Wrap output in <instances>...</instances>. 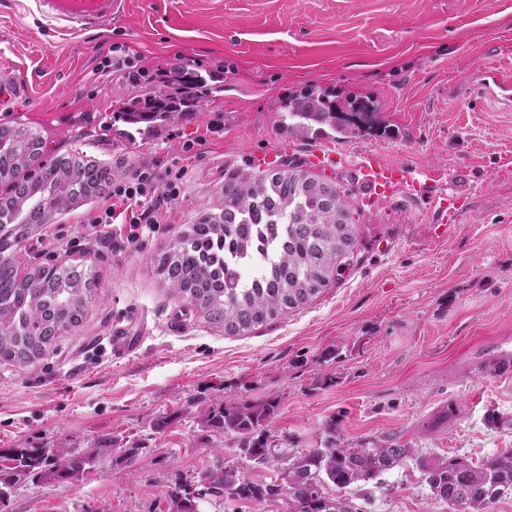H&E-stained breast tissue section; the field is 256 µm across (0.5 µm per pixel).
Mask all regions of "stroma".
<instances>
[{
	"label": "stroma",
	"mask_w": 512,
	"mask_h": 512,
	"mask_svg": "<svg viewBox=\"0 0 512 512\" xmlns=\"http://www.w3.org/2000/svg\"><path fill=\"white\" fill-rule=\"evenodd\" d=\"M115 43L153 69L193 61L207 79L202 102L128 136L118 112L153 90L98 73ZM1 63L29 96L0 108V123L40 127L45 158L77 152L121 171L176 157L185 179L169 223L137 248L91 235L94 197L21 241L20 272L75 265L100 287L42 359L0 360V452L43 441L87 450L112 437L142 451L77 484L20 483L0 512H160L171 488L217 465L275 480L241 456L237 437L204 428L220 402L277 399L268 436L293 451L317 447L330 422L343 448L401 444L476 465L512 448V378L491 366L512 353V110L461 93L488 64L512 79V0H128L110 27L79 32L34 0H0ZM310 85L376 100L370 129L339 139L289 130L277 107ZM202 133L206 144L184 151ZM284 140L294 145L284 169L328 145L447 169L463 214L442 234L426 204L400 195L374 209L349 175L334 176L354 218L348 266L309 303L230 336L171 295L152 257L221 204L227 173L263 176L253 154ZM119 326L143 338L124 360L109 346ZM161 415L170 424L157 432ZM351 493L361 512H448L412 461Z\"/></svg>",
	"instance_id": "35a3bbf8"
}]
</instances>
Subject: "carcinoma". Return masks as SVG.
Listing matches in <instances>:
<instances>
[{"label": "carcinoma", "instance_id": "obj_1", "mask_svg": "<svg viewBox=\"0 0 512 512\" xmlns=\"http://www.w3.org/2000/svg\"><path fill=\"white\" fill-rule=\"evenodd\" d=\"M377 105L369 99L342 100L321 86L288 97L279 105L282 122L290 130H330L346 138L372 121ZM178 116L167 101L144 112L134 103L121 113L129 124H147L153 131ZM41 131L24 123L0 124V185L11 195L0 204V359L27 366L47 345L75 329L85 314L97 278L56 264L37 266L18 276L15 253L19 242L40 224L77 199L97 195L112 181L109 165L74 155L43 161ZM223 201L198 214L193 224L153 257L154 270L173 294L197 311L214 328L228 335H246L307 303L326 287L341 259L351 252L353 225L336 223V211L348 209L337 187L320 190L284 171L260 178L246 174L224 179ZM263 216L273 230L266 278L257 288H241L230 265L250 257L253 224ZM278 403L217 404L204 427L234 434L242 455L250 462L288 476L258 484L238 467L209 469L208 483L196 488L178 486L169 493L167 512H197V502L229 496L261 504L288 498L289 512H358L347 489L370 482L416 456L413 448L378 444L372 448H341L329 436L318 448L300 455L269 443L265 426ZM141 447L125 446L111 438L105 448H52L38 443L12 448L11 466L0 469V504L20 481L37 477L71 481L108 456L115 466L136 462ZM431 470L427 481L434 497L452 512H490L512 494V450H504L475 466L460 458L421 459ZM333 484L338 496L325 486Z\"/></svg>", "mask_w": 512, "mask_h": 512}]
</instances>
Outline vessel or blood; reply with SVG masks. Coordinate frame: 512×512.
I'll return each instance as SVG.
<instances>
[{"label": "vessel or blood", "mask_w": 512, "mask_h": 512, "mask_svg": "<svg viewBox=\"0 0 512 512\" xmlns=\"http://www.w3.org/2000/svg\"><path fill=\"white\" fill-rule=\"evenodd\" d=\"M39 13L50 20L69 23L71 29L87 30L111 24L126 7L127 0H35ZM28 93V85L10 71L0 69V106H9ZM308 162L320 169L349 172L372 201H386L405 193L436 206V221L445 224L457 217L460 198L447 190V173L440 168H418L405 163H387L379 154L357 155L342 150L317 148Z\"/></svg>", "instance_id": "1"}]
</instances>
